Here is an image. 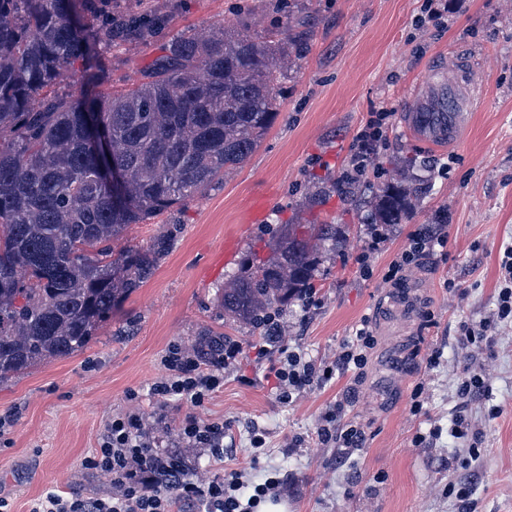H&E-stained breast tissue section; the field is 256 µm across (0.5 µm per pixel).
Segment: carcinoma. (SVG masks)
Listing matches in <instances>:
<instances>
[{
    "label": "carcinoma",
    "mask_w": 512,
    "mask_h": 512,
    "mask_svg": "<svg viewBox=\"0 0 512 512\" xmlns=\"http://www.w3.org/2000/svg\"><path fill=\"white\" fill-rule=\"evenodd\" d=\"M95 17L72 20L74 2ZM163 14L101 0H0V383L84 348L154 273L170 236L116 251L142 224L202 194L245 161L273 125L295 36L222 25L172 39L138 85L101 89V44H145ZM83 66L79 95L56 88ZM370 199L376 224H401L421 187L410 163ZM117 167L119 181L109 178ZM335 224H284L272 255H249L221 293L224 318L259 329L316 290Z\"/></svg>",
    "instance_id": "cac0c4a2"
}]
</instances>
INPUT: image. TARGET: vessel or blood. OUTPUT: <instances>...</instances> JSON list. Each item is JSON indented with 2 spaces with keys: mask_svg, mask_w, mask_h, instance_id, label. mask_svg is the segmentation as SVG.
I'll list each match as a JSON object with an SVG mask.
<instances>
[{
  "mask_svg": "<svg viewBox=\"0 0 512 512\" xmlns=\"http://www.w3.org/2000/svg\"><path fill=\"white\" fill-rule=\"evenodd\" d=\"M463 69V61L449 57L405 113V127L415 142L440 147L459 140L474 106L473 90L463 79Z\"/></svg>",
  "mask_w": 512,
  "mask_h": 512,
  "instance_id": "1",
  "label": "vessel or blood"
}]
</instances>
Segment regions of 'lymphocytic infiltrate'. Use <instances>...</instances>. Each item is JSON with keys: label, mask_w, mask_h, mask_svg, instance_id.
Here are the masks:
<instances>
[{"label": "lymphocytic infiltrate", "mask_w": 512, "mask_h": 512, "mask_svg": "<svg viewBox=\"0 0 512 512\" xmlns=\"http://www.w3.org/2000/svg\"><path fill=\"white\" fill-rule=\"evenodd\" d=\"M447 243L448 233L441 226L413 233L408 246L389 263L385 281L398 279L407 268L442 252ZM499 267L497 316L477 330L462 324V343L474 342L477 331L491 332L498 324L512 320V246L505 247ZM374 343V336L363 327L344 344L336 359L319 363L306 360L288 351L283 327L271 317L264 323V336L255 351L258 358H270V372L281 398L286 400L294 393L330 381L337 370L363 369ZM241 352L242 345L235 340L226 342L215 357L171 346L163 358L166 373L153 384L151 392L160 401L178 397L189 400L193 406H204L223 388L224 373ZM163 421V415L150 421L140 410L132 409L107 423L98 448L85 457L83 467L108 474L115 489L112 496H64L50 492L32 512H173L178 502L201 505L207 512H253L261 503L276 501L280 485L276 477L251 486L239 471L213 479L189 477L185 449L199 448L209 451L212 457H223V422L187 416L174 448L163 449L156 441L158 426Z\"/></svg>", "instance_id": "lymphocytic-infiltrate-1"}]
</instances>
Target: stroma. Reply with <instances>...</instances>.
Wrapping results in <instances>:
<instances>
[{
	"instance_id": "35a3bbf8",
	"label": "stroma",
	"mask_w": 512,
	"mask_h": 512,
	"mask_svg": "<svg viewBox=\"0 0 512 512\" xmlns=\"http://www.w3.org/2000/svg\"><path fill=\"white\" fill-rule=\"evenodd\" d=\"M146 2L167 27L147 46L103 48L113 91L139 82L171 39L217 24L262 36L293 29L301 56L281 80L273 126L243 164L193 201L129 227L133 245L170 235L155 274L82 351L0 385V417L12 421L0 435V497L11 512H31L51 490L111 495L109 476L82 462L112 416L135 407L165 415L163 447L188 415L223 421V459L191 451L193 469L207 477L241 470L258 483L278 476L286 512H512V325L467 346L459 339L461 323L493 319L500 253L512 243V0H436L442 14L421 27L414 19L422 0H298L292 14L273 10L272 0ZM452 52L473 66L476 106L464 142L433 151L409 139L403 116L433 61ZM382 110L391 122L361 193L387 181L386 160L395 155L415 159L423 193L406 223L383 227L375 244L371 207L354 206L335 182L358 133ZM260 198L266 210L257 220ZM299 219L331 222L338 232L335 252L315 273L311 304L297 299L279 309L289 351L331 360L363 323L376 344L362 378L340 372L285 402L267 362L255 358L257 334L224 319L220 289L237 264L218 257L232 241L238 257L266 258L279 226ZM439 223L448 227L446 256L406 271L399 284L384 282L410 234ZM208 331L243 346L223 389L198 409L184 399L157 401L151 387L170 345L195 347ZM435 352L439 362L429 364ZM465 367L484 378L479 398L457 392ZM417 388L422 409L414 414ZM131 390L138 400H127ZM338 403L345 422L365 432L349 456L317 436ZM458 418L468 424L462 438L450 433ZM256 430L266 440L258 450L250 443ZM419 434L426 447H415ZM460 483L470 489L463 500L448 491Z\"/></svg>"
}]
</instances>
